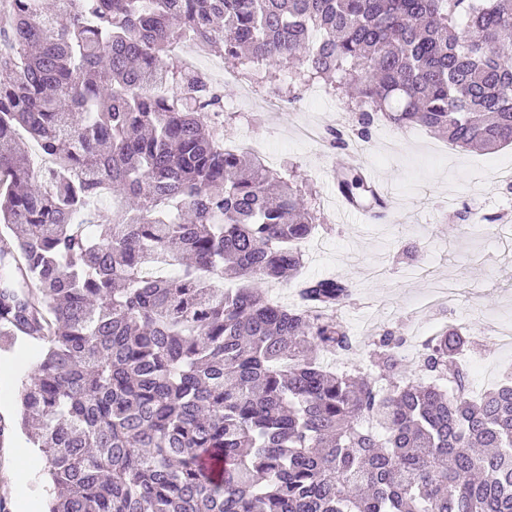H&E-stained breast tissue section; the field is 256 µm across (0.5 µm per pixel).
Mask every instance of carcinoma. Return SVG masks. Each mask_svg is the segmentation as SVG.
<instances>
[{
	"label": "carcinoma",
	"mask_w": 512,
	"mask_h": 512,
	"mask_svg": "<svg viewBox=\"0 0 512 512\" xmlns=\"http://www.w3.org/2000/svg\"><path fill=\"white\" fill-rule=\"evenodd\" d=\"M186 39L290 103L348 98L363 141L384 121L512 145V0H6L0 336L41 350L20 404L44 512H512V380L470 395L466 332L412 369L387 331L371 372L338 369L350 281L258 290L299 274L315 191L224 146Z\"/></svg>",
	"instance_id": "obj_1"
}]
</instances>
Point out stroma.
I'll return each mask as SVG.
<instances>
[{
	"instance_id": "stroma-1",
	"label": "stroma",
	"mask_w": 512,
	"mask_h": 512,
	"mask_svg": "<svg viewBox=\"0 0 512 512\" xmlns=\"http://www.w3.org/2000/svg\"><path fill=\"white\" fill-rule=\"evenodd\" d=\"M262 99L256 92L242 98L238 85L225 86L224 140L230 146L245 144L260 157L277 153L278 173L295 172L313 182L323 225L301 276H341L352 282L353 295L341 319L357 348L346 356V365L368 366L365 318H372L375 334L407 337L411 321L433 335L462 314L471 353L484 364L512 367V353L502 352L490 333L492 323H512V239L499 235L501 226H512V183L500 178L501 170L512 172V146L493 153L463 151L422 127L379 123L371 130L362 163L388 182L393 206L376 223L354 224L341 216L333 197L334 173L346 165V156L296 134L303 123L327 125L340 115L349 121L352 112L318 84L278 112L265 111ZM465 210L493 218L478 238L464 233L459 214ZM443 278L453 290L446 304L413 312L412 301L430 281ZM39 357L20 338L0 349V396L12 400L0 414L4 419L19 420L22 384ZM44 468L42 454L29 449L23 434L0 442V502L7 512L27 507L41 512L48 487ZM19 469L26 473L21 484L15 480Z\"/></svg>"
}]
</instances>
